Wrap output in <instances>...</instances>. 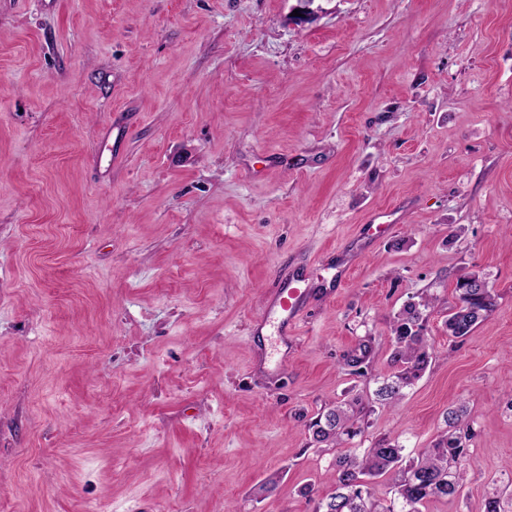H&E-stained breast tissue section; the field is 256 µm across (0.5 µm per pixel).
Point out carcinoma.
Here are the masks:
<instances>
[{
	"label": "carcinoma",
	"instance_id": "carcinoma-1",
	"mask_svg": "<svg viewBox=\"0 0 512 512\" xmlns=\"http://www.w3.org/2000/svg\"><path fill=\"white\" fill-rule=\"evenodd\" d=\"M458 302L448 311L443 326L448 336L460 339L485 321L496 308V294L486 277L471 273L456 281ZM435 298H409L390 321L391 373L383 377L374 393V403L359 398L340 400L308 424L316 444L341 447L362 434V423L374 404L389 406L404 396L406 389L422 376L431 362V344L426 336L425 311ZM463 404H450L444 412L446 430L417 457L409 458L396 439L385 438L362 452L348 451L336 456L330 472L335 485L331 495L321 499L315 512H421L420 506L434 496L458 495L466 479L460 462L467 454L473 432ZM385 476L393 498L387 503L374 499L372 480Z\"/></svg>",
	"mask_w": 512,
	"mask_h": 512
}]
</instances>
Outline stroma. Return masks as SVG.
<instances>
[{
  "label": "stroma",
  "instance_id": "stroma-1",
  "mask_svg": "<svg viewBox=\"0 0 512 512\" xmlns=\"http://www.w3.org/2000/svg\"><path fill=\"white\" fill-rule=\"evenodd\" d=\"M298 7L0 0V512H313L337 451L307 426L373 398L420 294L434 357L352 445L416 455L464 401L467 481L421 512H512V7ZM378 213L287 371L255 372L268 292L329 283ZM473 272L496 308L449 338Z\"/></svg>",
  "mask_w": 512,
  "mask_h": 512
}]
</instances>
